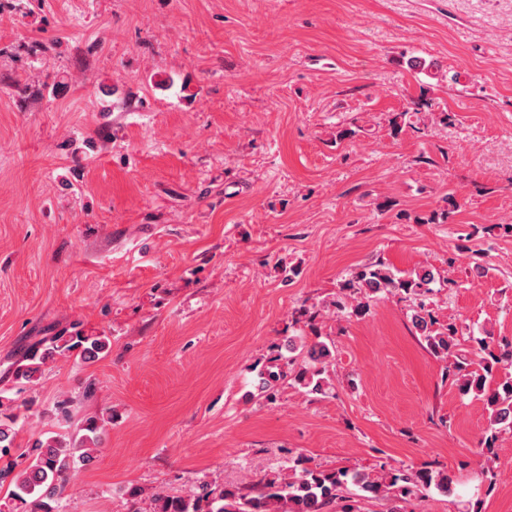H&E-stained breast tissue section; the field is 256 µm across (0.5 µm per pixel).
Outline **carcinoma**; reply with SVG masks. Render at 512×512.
I'll list each match as a JSON object with an SVG mask.
<instances>
[{
	"label": "carcinoma",
	"instance_id": "obj_1",
	"mask_svg": "<svg viewBox=\"0 0 512 512\" xmlns=\"http://www.w3.org/2000/svg\"><path fill=\"white\" fill-rule=\"evenodd\" d=\"M435 273L420 267L399 275L382 262L368 263L340 286L331 302L336 312L349 317L367 314L372 304L386 296H398L415 302L411 314L413 327L426 343L429 352L446 362V377L458 390L474 394L483 401L488 413V426L482 447L492 452L501 434L512 432V376L500 372L512 368V342L497 339L485 332L471 341L481 353L474 363L461 353L460 334L456 325H437V319L426 303ZM319 312L302 308L294 317L295 324L309 328L315 340L307 342L300 335L287 337L270 346V356L256 370L255 397L271 399L283 381L304 390L308 395L324 396L332 384L326 377L333 352L331 344L321 340L317 330ZM110 349L105 336H89L76 328L64 329L29 344L17 359L11 375L17 382L33 384L43 368L59 357H72L83 363H94ZM30 406H15L0 398V483L9 481V499L30 512H56L55 503L61 489L74 473L93 464L98 452L102 425L96 417L87 418L78 438L61 434L37 438L30 447L20 449L17 456L16 437L20 418ZM431 489L443 495L453 492V479L426 466H402L376 472L358 468L328 470L304 465L303 458L286 473L265 477L258 492L243 494L237 489L202 486L182 496L163 491L141 498V491H130L131 512H332L345 502L341 512H360L358 503L378 499L387 502L388 512H401L403 503Z\"/></svg>",
	"mask_w": 512,
	"mask_h": 512
}]
</instances>
